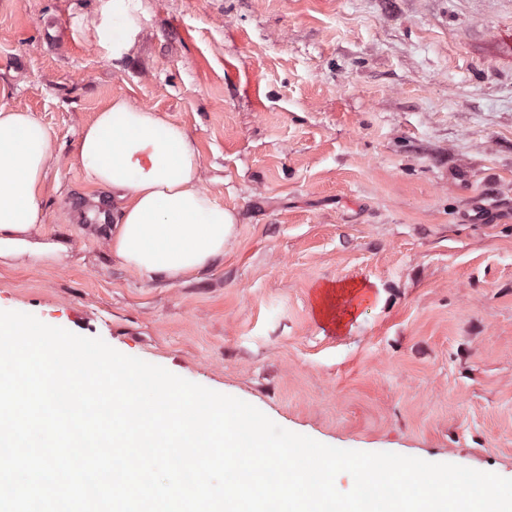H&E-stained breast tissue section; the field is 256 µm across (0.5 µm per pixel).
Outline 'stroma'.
I'll list each match as a JSON object with an SVG mask.
<instances>
[{
  "mask_svg": "<svg viewBox=\"0 0 512 512\" xmlns=\"http://www.w3.org/2000/svg\"><path fill=\"white\" fill-rule=\"evenodd\" d=\"M0 0V105L49 130L43 232L0 265L23 311L244 400L326 445L512 478V0ZM157 110L237 217L180 283L115 258L83 129ZM362 285L341 329L320 289ZM109 2H112L107 4L108 10L112 11V29L108 37L112 42L113 57H119L129 48L132 37L138 30V23L128 12L127 0Z\"/></svg>",
  "mask_w": 512,
  "mask_h": 512,
  "instance_id": "stroma-1",
  "label": "stroma"
}]
</instances>
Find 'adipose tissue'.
Masks as SVG:
<instances>
[{
	"mask_svg": "<svg viewBox=\"0 0 512 512\" xmlns=\"http://www.w3.org/2000/svg\"><path fill=\"white\" fill-rule=\"evenodd\" d=\"M51 138L31 113L0 106V264L57 261L67 242L42 232L41 193ZM88 181L116 194L107 239L146 279L185 278L222 257L235 217L199 185V153L159 112L113 99L83 131Z\"/></svg>",
	"mask_w": 512,
	"mask_h": 512,
	"instance_id": "ef3b65f1",
	"label": "adipose tissue"
}]
</instances>
